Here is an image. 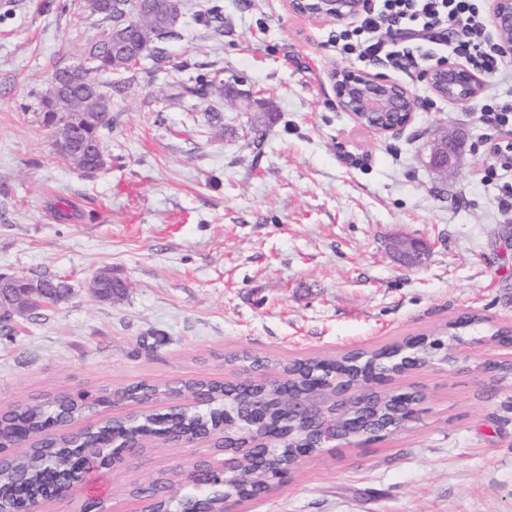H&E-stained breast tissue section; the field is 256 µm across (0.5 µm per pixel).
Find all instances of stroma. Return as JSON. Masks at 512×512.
I'll use <instances>...</instances> for the list:
<instances>
[{"label":"stroma","instance_id":"35a3bbf8","mask_svg":"<svg viewBox=\"0 0 512 512\" xmlns=\"http://www.w3.org/2000/svg\"><path fill=\"white\" fill-rule=\"evenodd\" d=\"M110 26L85 0H0V273L71 289L0 327V411L77 389L240 380L229 355L373 351L475 313L459 363L396 379L423 395L415 421L322 451L238 512H512V373L480 369L512 360L491 339L512 324V207L484 177L505 132L477 121L481 99H441L418 68L356 63L418 101L407 127L380 136L338 105L335 22L287 0H180L162 53L99 75L108 162L87 174L54 150L40 99ZM230 85L276 113L263 140ZM443 128L458 147L445 177L429 159ZM400 238L429 244L418 266L393 252ZM102 271L123 297L89 290ZM220 456L206 441L145 448L104 472L105 510L137 512L133 486L184 485Z\"/></svg>","mask_w":512,"mask_h":512}]
</instances>
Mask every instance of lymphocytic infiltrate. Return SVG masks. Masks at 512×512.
I'll use <instances>...</instances> for the list:
<instances>
[{
	"label": "lymphocytic infiltrate",
	"instance_id": "1",
	"mask_svg": "<svg viewBox=\"0 0 512 512\" xmlns=\"http://www.w3.org/2000/svg\"><path fill=\"white\" fill-rule=\"evenodd\" d=\"M337 54L357 60L391 62L404 69L441 64L445 48L491 87L480 123L512 127V95L498 87L512 76L497 38L479 19L477 0H374L353 28L339 29Z\"/></svg>",
	"mask_w": 512,
	"mask_h": 512
}]
</instances>
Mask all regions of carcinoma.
Wrapping results in <instances>:
<instances>
[{
    "mask_svg": "<svg viewBox=\"0 0 512 512\" xmlns=\"http://www.w3.org/2000/svg\"><path fill=\"white\" fill-rule=\"evenodd\" d=\"M161 10L156 18L147 15L137 18L135 25L122 24L109 28L104 39L93 44L86 51L87 58L95 62L91 71H118L125 69L124 59L112 55L111 44L115 37L121 38L130 46L138 45L142 40L149 43H161L175 34L168 17L180 12V0H157ZM51 96L42 99L43 122L49 126L53 121L66 122L76 135V146L84 153L74 154L67 148L59 150V155L70 162L76 169L91 174L101 169L100 136L102 131L112 125V102L105 94L95 76H89V84L73 89V98L55 109L50 108ZM448 353V345L442 339L432 337L417 342L404 341L386 350L374 352L358 351L344 354L337 358L313 357L303 361L287 363L283 360L258 354H250V363L262 370L279 369L292 375L293 388L297 391L311 389L319 380L327 377L353 380L363 376L375 381L390 370V367L409 358L419 357L429 361L441 360ZM190 391H202L209 399L208 410L204 413L187 411L182 413L171 410L165 415L155 412L139 418L105 421L104 424L86 428L79 440L55 436L51 447L19 448L12 455L11 465L0 473V486L16 489L24 494L18 498H30L42 493L49 475L55 473L66 475L75 469V459L70 448L81 444L121 443L135 438H163L167 435L193 431L198 434L217 432L224 422V411L230 410L239 418V424L248 421L238 401L243 395H252L262 399L267 424L251 430L241 431L237 428L228 430L230 434L262 439L274 436L281 431L303 426V422L288 415L284 410L280 392L272 387L258 383L245 387L240 383L197 380L185 384ZM109 403V396L102 395L92 401L78 403L71 395H59L47 404H26L13 407L0 422V444H7L11 436L25 434L32 438L47 434V427L56 420L73 421L75 418L97 412L100 404ZM399 400L394 394L377 391L362 407L358 409L364 417L370 418L365 432L376 437L386 425L400 419ZM294 455L291 448H280L274 456L268 457L264 467H258L251 459L245 458L239 464V470L223 475L221 486L224 494L232 495L241 501L250 500L260 494L264 487L278 476L288 475L287 467ZM189 491L182 497L163 492L155 484H149L136 491V496L150 501V512H185L192 499L199 495V489L188 484Z\"/></svg>",
    "mask_w": 512,
    "mask_h": 512,
    "instance_id": "cac0c4a2",
    "label": "carcinoma"
}]
</instances>
